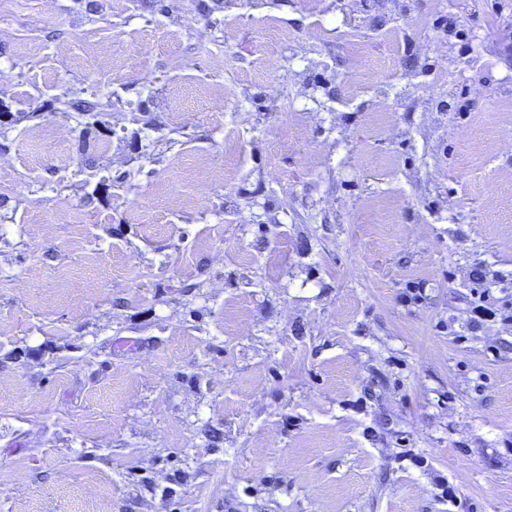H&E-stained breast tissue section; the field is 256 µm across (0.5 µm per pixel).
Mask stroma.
<instances>
[{
	"label": "stroma",
	"mask_w": 512,
	"mask_h": 512,
	"mask_svg": "<svg viewBox=\"0 0 512 512\" xmlns=\"http://www.w3.org/2000/svg\"><path fill=\"white\" fill-rule=\"evenodd\" d=\"M166 3L0 0V512H512V0Z\"/></svg>",
	"instance_id": "obj_1"
}]
</instances>
